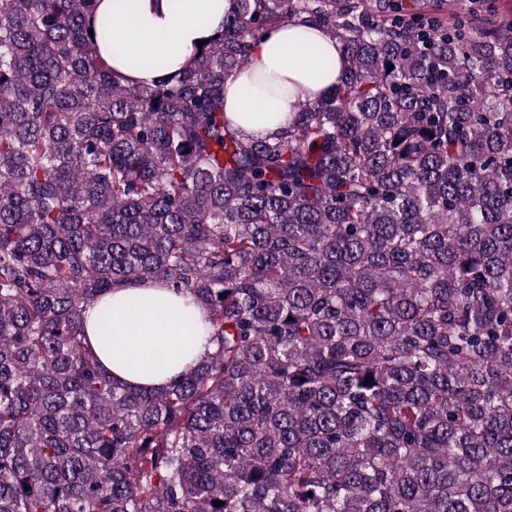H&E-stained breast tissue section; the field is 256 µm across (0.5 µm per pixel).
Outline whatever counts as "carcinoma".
Returning <instances> with one entry per match:
<instances>
[{"label": "carcinoma", "mask_w": 512, "mask_h": 512, "mask_svg": "<svg viewBox=\"0 0 512 512\" xmlns=\"http://www.w3.org/2000/svg\"><path fill=\"white\" fill-rule=\"evenodd\" d=\"M95 2L0 0V512H512L507 0H231L150 86ZM305 23L345 72L250 139L224 85ZM153 279L214 345L160 390L83 326Z\"/></svg>", "instance_id": "carcinoma-1"}]
</instances>
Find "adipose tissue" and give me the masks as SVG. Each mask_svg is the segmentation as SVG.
Returning a JSON list of instances; mask_svg holds the SVG:
<instances>
[{
    "mask_svg": "<svg viewBox=\"0 0 512 512\" xmlns=\"http://www.w3.org/2000/svg\"><path fill=\"white\" fill-rule=\"evenodd\" d=\"M229 0H99L88 25L100 30L111 21L109 39L98 40L100 54L114 71L152 85L187 67L199 42L224 31ZM333 67L320 65V58ZM142 65L128 71V59ZM166 67H156V59ZM343 73L338 44L320 29L281 25L252 45L246 67L224 88L227 116L248 135L262 139L281 130L298 102L320 97ZM207 312L188 294L146 281L112 289L85 314V334L101 364L117 379L137 387H165L212 347Z\"/></svg>",
    "mask_w": 512,
    "mask_h": 512,
    "instance_id": "1",
    "label": "adipose tissue"
}]
</instances>
